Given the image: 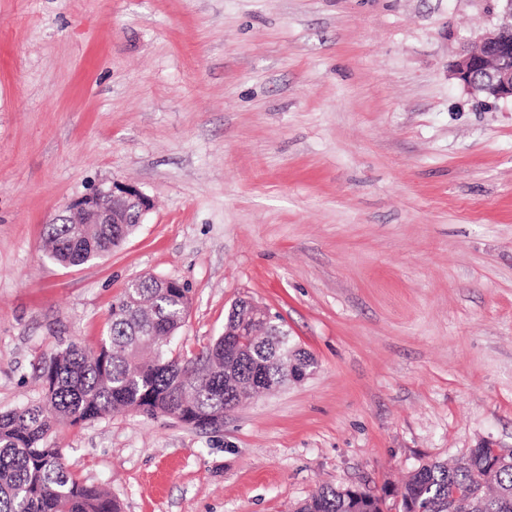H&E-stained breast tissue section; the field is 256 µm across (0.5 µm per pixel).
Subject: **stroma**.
<instances>
[{
	"label": "stroma",
	"mask_w": 512,
	"mask_h": 512,
	"mask_svg": "<svg viewBox=\"0 0 512 512\" xmlns=\"http://www.w3.org/2000/svg\"><path fill=\"white\" fill-rule=\"evenodd\" d=\"M495 0H0V411L128 282L171 278L188 356L250 297L314 373L201 429L123 412L53 441L122 512H296L512 448V102L451 66ZM155 206L63 266L44 227L104 182Z\"/></svg>",
	"instance_id": "35a3bbf8"
}]
</instances>
